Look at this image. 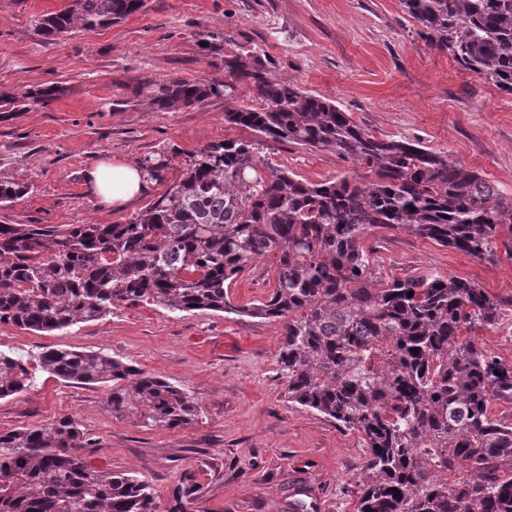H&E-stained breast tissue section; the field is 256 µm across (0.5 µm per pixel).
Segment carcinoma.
<instances>
[{"instance_id": "cac0c4a2", "label": "carcinoma", "mask_w": 512, "mask_h": 512, "mask_svg": "<svg viewBox=\"0 0 512 512\" xmlns=\"http://www.w3.org/2000/svg\"><path fill=\"white\" fill-rule=\"evenodd\" d=\"M433 46L512 95V0H400ZM146 0H73L34 18L53 42L109 27ZM224 68L248 81L256 104L224 121L256 137L197 151L181 175L125 224H0V324L56 331L126 304L269 319L282 325L278 364L288 402L354 431L366 448L357 512H512V363L469 336L495 325L501 302L452 276L374 279L364 234L402 230L474 258L512 259V201L477 172L420 143L380 138L333 101L269 78L256 59ZM61 93L0 89V108L25 112ZM229 82L172 79L150 94L161 110L234 97ZM266 139L336 153L367 175L314 183L266 169ZM169 160L148 158L165 181ZM28 185L0 181V210ZM275 255L274 287L247 306L231 284ZM41 370L107 383L112 415L176 428L198 408L182 389L102 352L51 348ZM29 361L0 353V399L28 390ZM89 438L69 416L0 433V512H192L202 487L179 478L167 506L146 479L91 468Z\"/></svg>"}]
</instances>
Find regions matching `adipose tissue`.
<instances>
[{"mask_svg": "<svg viewBox=\"0 0 512 512\" xmlns=\"http://www.w3.org/2000/svg\"><path fill=\"white\" fill-rule=\"evenodd\" d=\"M86 180L101 204L120 208L140 192L144 176L140 169L125 162L106 160L91 167Z\"/></svg>", "mask_w": 512, "mask_h": 512, "instance_id": "obj_1", "label": "adipose tissue"}]
</instances>
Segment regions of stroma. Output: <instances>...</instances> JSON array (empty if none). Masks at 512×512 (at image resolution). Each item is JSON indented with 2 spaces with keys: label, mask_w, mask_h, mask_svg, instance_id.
Wrapping results in <instances>:
<instances>
[{
  "label": "stroma",
  "mask_w": 512,
  "mask_h": 512,
  "mask_svg": "<svg viewBox=\"0 0 512 512\" xmlns=\"http://www.w3.org/2000/svg\"><path fill=\"white\" fill-rule=\"evenodd\" d=\"M70 0H0V88L54 83L49 106L0 112V181L28 185L6 224H124L164 192L146 189L124 209L96 206L84 172L112 157L141 165L164 156L166 180L212 142L246 139L226 111L253 103L246 81L234 98L158 110L136 86L173 78L230 81L227 56L256 55L269 76L332 100L377 136L421 143L477 171L512 197V95L427 45L400 0H148L112 26L46 43L33 16ZM265 166L312 182L351 174L335 153L266 140ZM381 279L456 276L512 299V260L482 261L403 231L372 232ZM475 343L512 363V310ZM279 323L213 311L175 315L150 305L65 331L0 324V351L37 362L50 348L101 351L178 386L196 402L192 424L145 429L112 415L104 384L36 371L32 387L0 399V433L74 418L92 441L82 455L98 471L134 473L168 498L183 473L203 496L195 512H355L366 452L358 434L288 400L277 362Z\"/></svg>",
  "instance_id": "obj_1"
}]
</instances>
